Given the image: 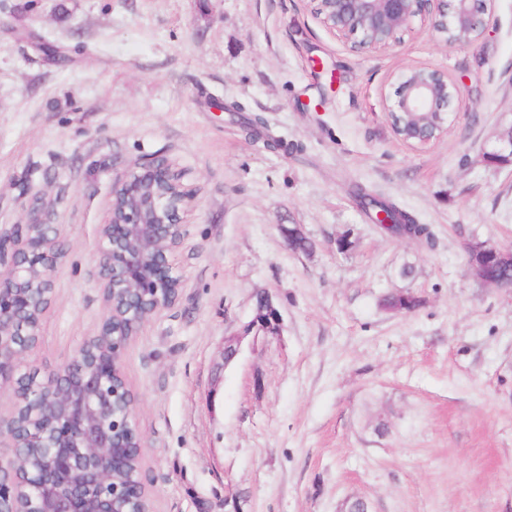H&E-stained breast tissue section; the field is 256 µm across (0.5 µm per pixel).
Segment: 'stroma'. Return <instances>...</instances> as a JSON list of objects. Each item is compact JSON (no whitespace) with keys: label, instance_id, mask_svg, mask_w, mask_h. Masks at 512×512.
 Wrapping results in <instances>:
<instances>
[{"label":"stroma","instance_id":"35a3bbf8","mask_svg":"<svg viewBox=\"0 0 512 512\" xmlns=\"http://www.w3.org/2000/svg\"><path fill=\"white\" fill-rule=\"evenodd\" d=\"M490 8L472 43L417 21L359 54L307 0H0V224L23 222L29 185L69 248L38 365L69 361L103 316L98 226L121 164L166 157L198 190L179 299L122 360L155 512H512V291L466 251L512 248V164L495 157L512 135V0ZM406 67L459 90L426 148L386 116ZM253 112L284 150L242 136ZM357 184L431 241L371 223ZM289 224L313 252L289 249ZM407 291L416 310L382 307ZM261 292L280 335L226 359ZM467 253L471 269L482 283L497 288H512L511 281L491 280L485 274L486 267L491 262L512 265V249H502L485 242L473 241L468 245Z\"/></svg>","mask_w":512,"mask_h":512}]
</instances>
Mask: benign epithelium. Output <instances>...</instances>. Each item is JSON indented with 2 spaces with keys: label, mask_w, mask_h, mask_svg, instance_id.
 <instances>
[{
  "label": "benign epithelium",
  "mask_w": 512,
  "mask_h": 512,
  "mask_svg": "<svg viewBox=\"0 0 512 512\" xmlns=\"http://www.w3.org/2000/svg\"><path fill=\"white\" fill-rule=\"evenodd\" d=\"M309 0L310 10L357 53L399 45L419 20L452 44L458 32L481 37L490 0ZM386 105L394 135L425 147L448 133L457 85L437 70L407 67ZM25 222L0 224V512H154L141 479L144 440L139 400L121 368L125 346L145 323L171 307L181 279L172 255L182 246L196 192L164 159L125 165L112 181L99 228L96 280L104 315L72 359L43 375L31 361L42 321L55 299L53 275L64 260L61 225L44 194L29 187ZM471 269L486 285L489 263L512 265V249L473 241ZM273 304L256 311L243 335L224 340L237 353L256 331L278 334Z\"/></svg>",
  "instance_id": "1"
}]
</instances>
